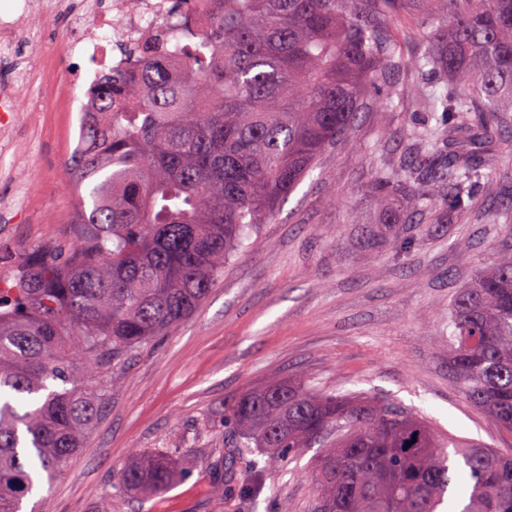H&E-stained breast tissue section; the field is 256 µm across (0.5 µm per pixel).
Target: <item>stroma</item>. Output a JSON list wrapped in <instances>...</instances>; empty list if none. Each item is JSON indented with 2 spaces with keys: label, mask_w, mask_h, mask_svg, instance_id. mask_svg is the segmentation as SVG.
I'll return each instance as SVG.
<instances>
[{
  "label": "stroma",
  "mask_w": 512,
  "mask_h": 512,
  "mask_svg": "<svg viewBox=\"0 0 512 512\" xmlns=\"http://www.w3.org/2000/svg\"><path fill=\"white\" fill-rule=\"evenodd\" d=\"M32 60L69 29L66 16L26 21ZM87 66L62 60L65 109L45 112L43 95L14 86L22 105L10 130L19 147L0 160V255L15 260L47 241H71L77 195L70 185V111L86 101ZM422 113L408 102L361 113L353 135L260 225L253 244L224 266L208 298L170 336L134 351L112 373L110 396L80 454L42 480L27 512H310L306 476L321 448L253 472L235 445L224 403L245 388L295 379L401 403L441 434L512 451V432L468 402L448 370V312L476 269L512 250V224L493 215L512 204V122L499 127L491 178L469 215L448 224L423 218L392 232L366 198L379 160L406 152ZM380 244H370V235ZM180 456L184 478L150 498L115 488L134 450ZM223 484V496L213 492Z\"/></svg>",
  "instance_id": "1"
}]
</instances>
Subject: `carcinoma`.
Returning <instances> with one entry per match:
<instances>
[{
	"instance_id": "carcinoma-1",
	"label": "carcinoma",
	"mask_w": 512,
	"mask_h": 512,
	"mask_svg": "<svg viewBox=\"0 0 512 512\" xmlns=\"http://www.w3.org/2000/svg\"><path fill=\"white\" fill-rule=\"evenodd\" d=\"M176 0L126 70L87 91L99 120L68 168L86 187L74 242L54 241L0 274V512H21L41 475L64 471L100 416L110 374L206 299L224 263L267 223L319 156L353 132L368 90L412 97L435 124L408 133L413 160L376 170L382 224L461 217L490 170L475 145L512 112V0ZM436 22L411 29L415 16ZM418 51L403 53L397 28ZM404 71L443 76L437 94ZM448 369L462 395L512 432V251L449 309ZM239 448L278 465L319 443L313 512H512V453L471 441L444 451L430 423L388 401L300 381L224 403ZM183 477L173 453L134 452L116 482L160 494Z\"/></svg>"
}]
</instances>
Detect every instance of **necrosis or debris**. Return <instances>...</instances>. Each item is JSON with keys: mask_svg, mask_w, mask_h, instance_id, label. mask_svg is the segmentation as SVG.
Masks as SVG:
<instances>
[{"mask_svg": "<svg viewBox=\"0 0 512 512\" xmlns=\"http://www.w3.org/2000/svg\"><path fill=\"white\" fill-rule=\"evenodd\" d=\"M169 0H112L111 9L100 8L98 0H0V58H13L24 40V19H49L67 15L71 32L37 64L18 66L13 75L17 85H33L47 79L57 62L67 55H82L89 67L84 77L97 80L102 68L121 71L125 52L150 28L160 25L169 13Z\"/></svg>", "mask_w": 512, "mask_h": 512, "instance_id": "obj_1", "label": "necrosis or debris"}]
</instances>
